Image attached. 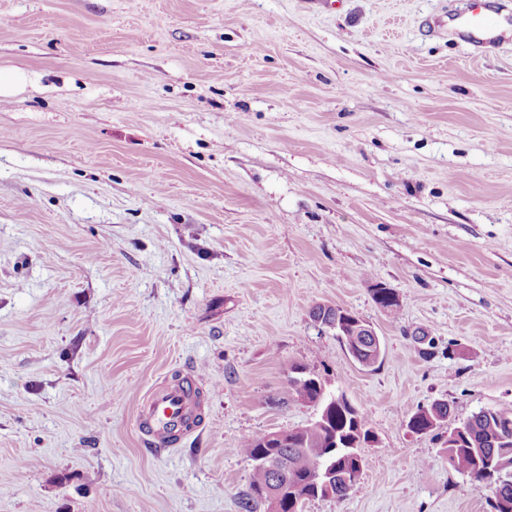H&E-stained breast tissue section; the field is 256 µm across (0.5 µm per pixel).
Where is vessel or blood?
<instances>
[{
  "label": "vessel or blood",
  "mask_w": 512,
  "mask_h": 512,
  "mask_svg": "<svg viewBox=\"0 0 512 512\" xmlns=\"http://www.w3.org/2000/svg\"><path fill=\"white\" fill-rule=\"evenodd\" d=\"M454 21L469 43L478 48L496 43L512 28V18L490 10L487 0H468L467 9ZM196 391L194 379L189 378L159 387L144 399L138 422L155 446H174L194 430Z\"/></svg>",
  "instance_id": "obj_1"
}]
</instances>
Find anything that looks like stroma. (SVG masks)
<instances>
[{"label": "stroma", "mask_w": 512, "mask_h": 512, "mask_svg": "<svg viewBox=\"0 0 512 512\" xmlns=\"http://www.w3.org/2000/svg\"><path fill=\"white\" fill-rule=\"evenodd\" d=\"M463 6L0 0L25 76L0 97V512H240V440L317 416L295 362L374 438L302 512H493L444 449L512 406V42L473 52ZM190 371L200 428L150 447L139 405ZM323 306L324 311L322 314H314L313 321L316 324L336 331V336L341 339L344 344L348 342L349 348L345 346L346 350L355 362L365 367L371 366V361H364L371 357L370 354L362 352L363 350H368L366 344L361 342L362 350L359 351L364 356V360H360L359 352L357 351V343L358 341L370 343L371 353L373 355H379L381 342L374 327L363 318L348 310L343 308L338 310L337 307L331 305ZM344 336H346V338ZM299 367L307 369V367L302 364H291L288 371V383L292 396L296 400L306 404V401H302L301 398L307 397L311 400L313 396H315V392L312 390L311 385L306 381V378L303 375H294L292 373L295 368ZM306 375L307 378L313 382V385L316 386L319 393L317 397L313 398L311 404L316 405L319 408V412L321 413L320 417L323 416V418L326 419L328 411L336 407V397H332L331 400L326 401L324 399V393L326 392V389L323 381L314 373L306 372Z\"/></svg>", "instance_id": "35a3bbf8"}]
</instances>
